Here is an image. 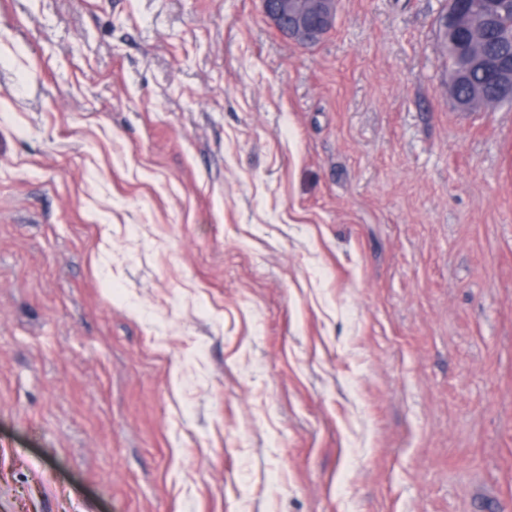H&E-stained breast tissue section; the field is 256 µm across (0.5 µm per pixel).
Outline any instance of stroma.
Returning a JSON list of instances; mask_svg holds the SVG:
<instances>
[{"label": "stroma", "mask_w": 512, "mask_h": 512, "mask_svg": "<svg viewBox=\"0 0 512 512\" xmlns=\"http://www.w3.org/2000/svg\"><path fill=\"white\" fill-rule=\"evenodd\" d=\"M448 0H0V512H512V106ZM263 13L289 38L310 43L333 27L336 0H261ZM460 2L461 9L472 15L474 23L465 35L457 30L453 32L450 40L447 32H441L442 48L448 57V85L453 86L456 96L466 104L468 111L486 106L496 108L506 104L512 105V95L493 79L490 71L482 64L470 63V53L480 63L485 62L479 43L470 44V53L464 44L467 37L470 40L473 35L479 40L483 17L491 13L497 17L498 39L486 43L485 53L491 57L503 45L512 52V0H461ZM463 11L456 8L452 15L453 22L459 30L465 29L468 24V17ZM484 101H489V104L485 106Z\"/></svg>", "instance_id": "obj_1"}]
</instances>
